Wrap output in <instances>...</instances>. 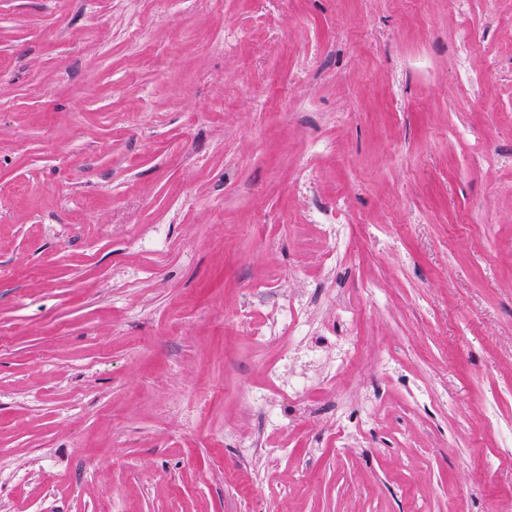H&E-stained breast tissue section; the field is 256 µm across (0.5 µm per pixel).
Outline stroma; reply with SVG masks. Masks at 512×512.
I'll list each match as a JSON object with an SVG mask.
<instances>
[{
  "label": "stroma",
  "instance_id": "1",
  "mask_svg": "<svg viewBox=\"0 0 512 512\" xmlns=\"http://www.w3.org/2000/svg\"><path fill=\"white\" fill-rule=\"evenodd\" d=\"M510 422L512 0H0V512H499ZM315 222L322 224L323 232L331 244L332 251L336 253V259L341 255L345 246V232L343 224H332L323 211H317L315 214ZM309 325L307 322L294 313L288 299H286L279 310V313L273 319H270L264 329L257 336L256 340L259 344L275 343L282 340L286 332H292L295 336V344L291 350V354L299 348H303L307 353L313 355V351L305 348L304 340L308 334ZM357 336H348L340 345V357L331 360L327 366V375L329 379L336 378L343 370L346 369L352 355L357 349Z\"/></svg>",
  "mask_w": 512,
  "mask_h": 512
}]
</instances>
